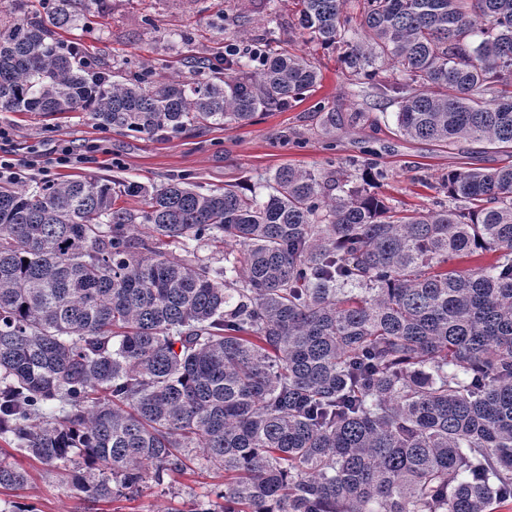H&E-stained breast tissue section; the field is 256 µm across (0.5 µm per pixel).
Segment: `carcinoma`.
<instances>
[{
  "instance_id": "cac0c4a2",
  "label": "carcinoma",
  "mask_w": 512,
  "mask_h": 512,
  "mask_svg": "<svg viewBox=\"0 0 512 512\" xmlns=\"http://www.w3.org/2000/svg\"><path fill=\"white\" fill-rule=\"evenodd\" d=\"M97 2L0 25V112L176 135L247 124L319 82L313 58L246 33L221 59L185 58L194 82L91 72L55 30ZM351 2L297 0L294 28L393 95L401 135L512 148V0ZM383 178L282 166L262 196L129 182L138 217L109 178L0 181V436L45 464L82 459L69 476L87 503L199 464L224 472L219 512L512 499V164L448 172V206L413 214L367 188ZM220 237L222 267L157 249ZM28 480L0 461L1 488Z\"/></svg>"
}]
</instances>
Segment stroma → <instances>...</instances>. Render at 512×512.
Here are the masks:
<instances>
[{
  "mask_svg": "<svg viewBox=\"0 0 512 512\" xmlns=\"http://www.w3.org/2000/svg\"><path fill=\"white\" fill-rule=\"evenodd\" d=\"M246 16L253 35L288 36L289 50L313 57L321 79L315 92L284 109L258 113L253 122L195 126L174 137L121 134L88 121L84 113L67 112L56 118L38 112L0 113V125L10 131L1 147L25 158L30 147L50 151L59 142L101 144L91 162L51 169L50 178L99 175L116 181L159 185L172 174H185L207 189L234 185L264 192L266 178L282 166L320 171L373 153L386 179L374 190L391 203L426 211L442 199L438 185L451 170H490L512 164V152L485 142L461 139L432 142L402 136L395 124V104L383 98L356 95L351 79L335 52L285 34L294 21L296 0H270L260 14L248 0H99L78 28L58 31L67 42L105 62L148 63L155 78H189L182 64L186 55L222 52L236 30L219 28L222 14ZM187 34V43L168 42L167 34ZM0 458L25 469L28 483L19 489L0 488V512H208L219 503L223 475L198 468L174 474L163 485L144 488L133 498L115 497L87 505L72 485L47 466L0 439Z\"/></svg>",
  "mask_w": 512,
  "mask_h": 512,
  "instance_id": "stroma-1",
  "label": "stroma"
}]
</instances>
